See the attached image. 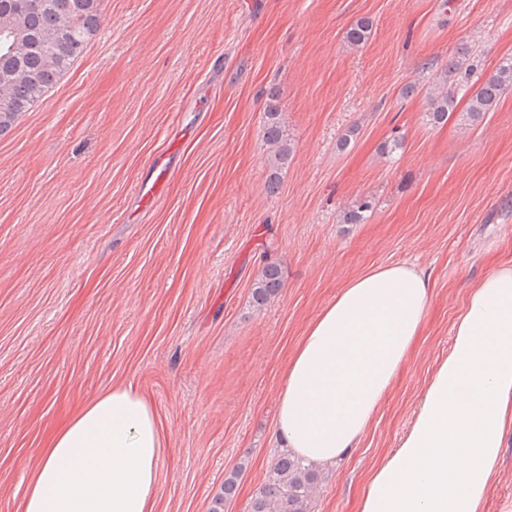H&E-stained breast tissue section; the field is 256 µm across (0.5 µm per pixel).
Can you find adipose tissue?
Wrapping results in <instances>:
<instances>
[{"label": "adipose tissue", "instance_id": "obj_1", "mask_svg": "<svg viewBox=\"0 0 512 512\" xmlns=\"http://www.w3.org/2000/svg\"><path fill=\"white\" fill-rule=\"evenodd\" d=\"M431 293L422 270L374 267L308 324L278 393L286 448L333 463L356 447L420 335ZM512 436V265L473 285L448 354L397 448L364 482L357 512H482ZM165 442L148 401L118 385L51 437L23 512H156Z\"/></svg>", "mask_w": 512, "mask_h": 512}]
</instances>
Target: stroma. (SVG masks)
Listing matches in <instances>:
<instances>
[{
    "instance_id": "obj_1",
    "label": "stroma",
    "mask_w": 512,
    "mask_h": 512,
    "mask_svg": "<svg viewBox=\"0 0 512 512\" xmlns=\"http://www.w3.org/2000/svg\"><path fill=\"white\" fill-rule=\"evenodd\" d=\"M59 83L0 136V512H22L53 429L133 385L166 448L156 512H248L278 451L277 395L307 324L350 279L407 262L431 297L366 436L325 467L313 512H356L408 428L473 284L512 261V89L431 124L448 63L512 56V0H103ZM369 18L367 42L345 34ZM292 158L266 182L270 88ZM187 135L170 143L176 123ZM401 136L402 146L383 145ZM163 190L137 197L158 154ZM375 202L361 224L343 213ZM284 285L262 310L265 254ZM483 512L512 506V442Z\"/></svg>"
}]
</instances>
